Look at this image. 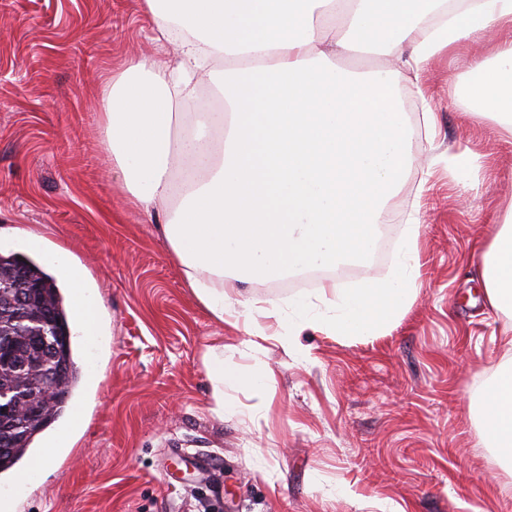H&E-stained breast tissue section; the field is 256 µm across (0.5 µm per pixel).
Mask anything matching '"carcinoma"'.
<instances>
[{
    "mask_svg": "<svg viewBox=\"0 0 512 512\" xmlns=\"http://www.w3.org/2000/svg\"><path fill=\"white\" fill-rule=\"evenodd\" d=\"M35 285L39 289L36 304L23 305L21 289ZM68 331L63 297L55 279L33 259L16 252H0V345L12 344L25 369L0 370V389L14 392V409L27 406L32 391L42 403V414L34 419L18 418L12 425L0 427V474L11 469L32 447L37 436L60 417L79 382L71 342L53 346L56 333ZM51 373L63 385L60 393L41 387L45 374Z\"/></svg>",
    "mask_w": 512,
    "mask_h": 512,
    "instance_id": "1",
    "label": "carcinoma"
}]
</instances>
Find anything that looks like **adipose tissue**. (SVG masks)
I'll return each mask as SVG.
<instances>
[{
	"mask_svg": "<svg viewBox=\"0 0 512 512\" xmlns=\"http://www.w3.org/2000/svg\"><path fill=\"white\" fill-rule=\"evenodd\" d=\"M171 60L137 61L102 95L103 146L135 207L176 199L161 231L191 288L216 321L250 318L255 304L230 307L224 272L269 277L331 266L368 254L389 198L414 164L401 87L441 53L475 40L490 55L474 60L455 87L468 112L512 137V0H147ZM357 46L392 58L383 72L356 73L337 57ZM224 64L220 112H200L194 84ZM191 126L192 135L176 130ZM417 234L389 280L327 298L325 315L295 303L298 328L373 336L405 308L419 275ZM47 260L67 284L86 342L101 334L102 304L63 247ZM481 278L491 308L512 310V208L490 237ZM209 409L224 413V387L265 394L269 377L204 356ZM484 438L512 455V359L499 364L479 398Z\"/></svg>",
	"mask_w": 512,
	"mask_h": 512,
	"instance_id": "adipose-tissue-1",
	"label": "adipose tissue"
}]
</instances>
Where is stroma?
Segmentation results:
<instances>
[{"label":"stroma","instance_id":"obj_1","mask_svg":"<svg viewBox=\"0 0 512 512\" xmlns=\"http://www.w3.org/2000/svg\"><path fill=\"white\" fill-rule=\"evenodd\" d=\"M146 0H0V251L27 253L16 228L70 251L99 294L103 334L73 336L81 380L36 448L66 432L54 465L27 485L0 475L9 512H512V468L471 416L511 357L512 313L489 309L477 273L512 207V139L465 114L453 94L480 45L437 55L420 75L435 132L410 125L415 158L387 203L384 257L315 272L224 277L230 300L287 309L335 283L352 292L392 277L419 221L420 275L407 308L378 336L258 317L263 337L212 319L159 230L133 207L103 150L97 100L129 64L161 55ZM474 160L456 174L448 157ZM271 376L265 396L228 385L209 409L202 355Z\"/></svg>","mask_w":512,"mask_h":512}]
</instances>
